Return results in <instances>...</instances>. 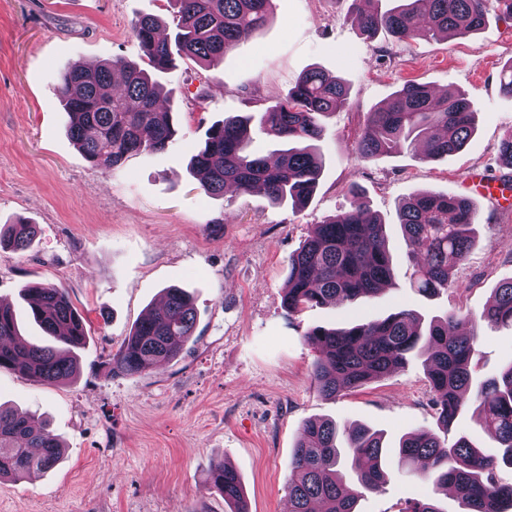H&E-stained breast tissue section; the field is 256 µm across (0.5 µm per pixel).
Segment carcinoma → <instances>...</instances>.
<instances>
[{
	"label": "carcinoma",
	"mask_w": 512,
	"mask_h": 512,
	"mask_svg": "<svg viewBox=\"0 0 512 512\" xmlns=\"http://www.w3.org/2000/svg\"><path fill=\"white\" fill-rule=\"evenodd\" d=\"M174 6L173 37L159 38L160 21L140 16L132 29L140 40L146 67L119 58L93 68L69 64L59 73L54 95L67 115V132L94 168L117 170L127 158L165 149L178 134L169 111L156 102L157 76L168 74L174 56L211 64L223 59L237 42L263 28L272 0H170ZM359 0L356 20L362 31L380 28L397 39L420 32L467 38L494 16L512 17V0H398L381 13ZM348 102V88L319 69L305 73L288 96L262 113V130L283 144L275 163L249 151L248 119L214 123L191 158L192 174L203 192L224 195L263 192L274 204H305L315 192L323 159L313 142L323 134L321 120ZM474 133L470 102L461 93L435 96L415 82L404 83L389 102L368 114L357 152L371 159L420 139L429 159L464 149ZM400 224L412 266V287L424 296L461 287L453 277L474 243L477 215L471 200L458 194H418L399 207ZM37 234L34 224H11L0 232V244L25 250ZM392 256L386 247L385 224L372 215L357 191L349 207L315 225L289 258L288 314L308 306L346 305L378 294L391 282ZM31 315L53 338L50 345L20 339L14 311L0 304V369H9L42 384L65 383L77 373L74 350L85 345L83 316L65 292L35 283L25 288ZM481 319L512 327V280L494 289V299ZM466 317L454 312L421 328V318L398 308L376 320H350L344 327L317 326L306 331L317 352L312 381L322 397L356 388L403 368L418 352L426 355L427 378L435 393L436 419L450 428L468 404L476 336L457 329ZM197 313L193 298L180 288L165 290L163 305L139 321L109 362L112 374L135 375L176 359L194 334ZM476 412L501 448V460L485 455L459 436L453 444L430 431L406 435L398 464L434 477L442 489L455 488L466 512H502L512 504V484L495 478L498 462L512 466V363L497 379L481 384L474 395ZM340 428L327 420H310L293 448L289 463V512H357L359 495L344 486L352 472L360 489L380 490L386 479L382 437L354 427L339 441ZM61 442L46 427L0 406V480H18L33 470L52 469L61 459ZM206 485L220 493L230 512H247L241 479L222 461L209 469Z\"/></svg>",
	"instance_id": "cac0c4a2"
}]
</instances>
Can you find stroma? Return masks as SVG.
I'll return each instance as SVG.
<instances>
[{"label":"stroma","instance_id":"obj_1","mask_svg":"<svg viewBox=\"0 0 512 512\" xmlns=\"http://www.w3.org/2000/svg\"><path fill=\"white\" fill-rule=\"evenodd\" d=\"M142 14L171 33L168 0H0V226L23 217L37 227L26 250L0 248V303L16 311L22 338L45 342L22 290L53 285L88 333L71 382L49 386L0 370V406L48 424L64 446L53 469L0 481V512H226L223 497L206 488L217 460L241 475L249 512H287L290 456L314 418L384 434L386 484L364 493L358 512H399L407 499L464 512L432 477L397 462L403 434L438 428L424 355L325 399L311 382L316 351L304 334L399 307L427 319L459 312L478 322L476 382L512 363V329L480 320L494 288L512 279V209L470 189L475 173L512 178L498 155L512 137V97L499 87L512 61V19L490 20L467 40L398 42L363 35L352 0H273L267 25L222 62L180 58L162 77V103L179 123L166 150L96 169L71 141L53 86L69 64L142 62L131 29ZM315 66L347 84L350 104L323 121L325 166L309 203L296 210L260 193L207 196L188 169L207 128L262 112ZM406 81L465 95L476 113L465 150L437 160L419 145L358 156L368 112ZM354 185L385 224L391 284L350 306L289 315L288 258L314 225L348 208ZM420 192L470 196L477 212L460 288L432 298L410 286L397 214L399 201ZM174 285L197 310L180 356L139 376L109 373L112 354Z\"/></svg>","mask_w":512,"mask_h":512}]
</instances>
